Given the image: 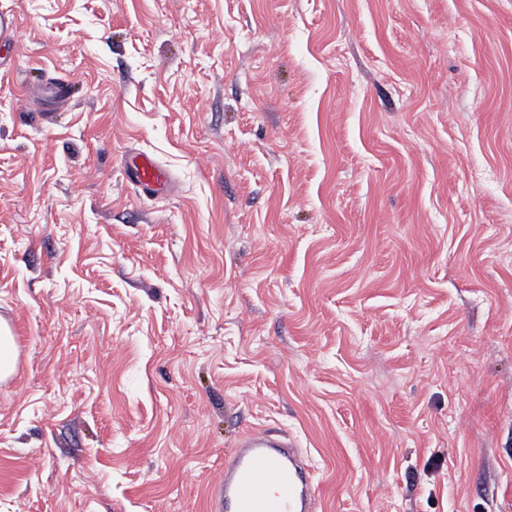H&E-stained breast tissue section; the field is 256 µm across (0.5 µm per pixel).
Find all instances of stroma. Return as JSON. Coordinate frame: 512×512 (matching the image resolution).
Here are the masks:
<instances>
[{
	"label": "stroma",
	"instance_id": "1",
	"mask_svg": "<svg viewBox=\"0 0 512 512\" xmlns=\"http://www.w3.org/2000/svg\"><path fill=\"white\" fill-rule=\"evenodd\" d=\"M0 28V512H210L251 427L319 512H512V0ZM128 178L134 188L146 197H157L172 189L170 173L147 154L130 161ZM17 349L6 324L0 323V380L9 377L15 368Z\"/></svg>",
	"mask_w": 512,
	"mask_h": 512
}]
</instances>
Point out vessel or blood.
I'll list each match as a JSON object with an SVG mask.
<instances>
[{
	"label": "vessel or blood",
	"mask_w": 512,
	"mask_h": 512,
	"mask_svg": "<svg viewBox=\"0 0 512 512\" xmlns=\"http://www.w3.org/2000/svg\"><path fill=\"white\" fill-rule=\"evenodd\" d=\"M128 178L147 197L172 188L170 173L149 155L133 158ZM316 486L292 437L264 430L242 436L224 459V478L210 493L212 512H317Z\"/></svg>",
	"instance_id": "1"
}]
</instances>
